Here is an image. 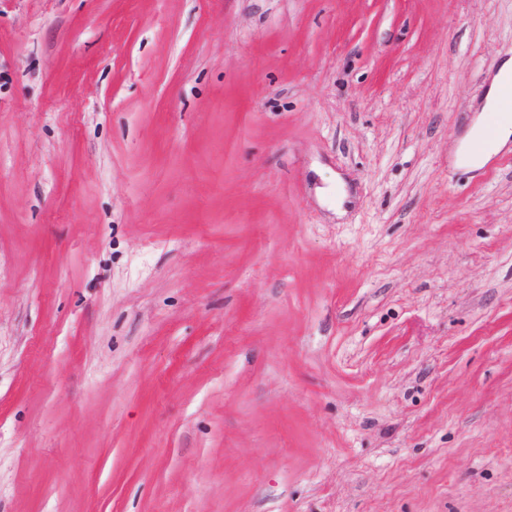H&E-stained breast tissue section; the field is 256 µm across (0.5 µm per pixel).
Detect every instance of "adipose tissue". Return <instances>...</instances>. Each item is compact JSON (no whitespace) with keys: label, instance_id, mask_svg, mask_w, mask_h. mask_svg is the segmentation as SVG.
<instances>
[{"label":"adipose tissue","instance_id":"obj_1","mask_svg":"<svg viewBox=\"0 0 512 512\" xmlns=\"http://www.w3.org/2000/svg\"><path fill=\"white\" fill-rule=\"evenodd\" d=\"M512 78V66H503L496 74L487 95L485 109L498 113L499 119L494 130H487L484 120H477L461 145L457 157L459 162L471 168L483 167L493 155L507 143L512 142V117H504L501 86Z\"/></svg>","mask_w":512,"mask_h":512}]
</instances>
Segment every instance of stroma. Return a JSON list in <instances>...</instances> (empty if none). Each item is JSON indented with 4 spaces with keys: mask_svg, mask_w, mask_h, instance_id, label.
<instances>
[{
    "mask_svg": "<svg viewBox=\"0 0 512 512\" xmlns=\"http://www.w3.org/2000/svg\"><path fill=\"white\" fill-rule=\"evenodd\" d=\"M512 0H0V512H512ZM512 78L511 67L507 62L496 74L487 95L486 105L483 112H495L498 121L495 125L491 138L486 137V126L483 115L472 125L467 137L458 150V161L471 168L483 167L493 155L497 154L512 138V117L502 118L499 113L509 112L502 103L501 86L508 79ZM476 142H483V148L475 152Z\"/></svg>",
    "mask_w": 512,
    "mask_h": 512,
    "instance_id": "obj_1",
    "label": "stroma"
}]
</instances>
